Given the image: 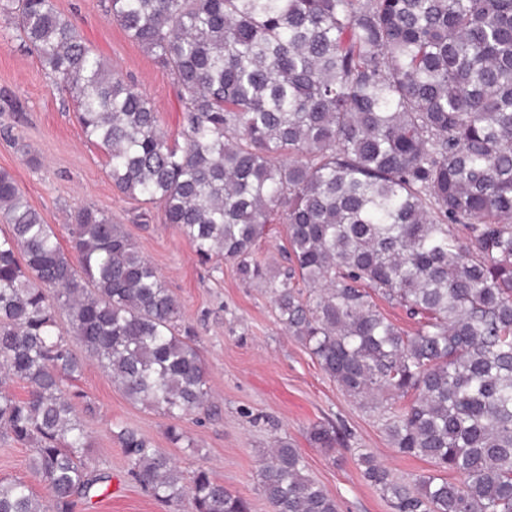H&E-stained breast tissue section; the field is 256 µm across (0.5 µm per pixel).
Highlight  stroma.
Masks as SVG:
<instances>
[{
	"mask_svg": "<svg viewBox=\"0 0 512 512\" xmlns=\"http://www.w3.org/2000/svg\"><path fill=\"white\" fill-rule=\"evenodd\" d=\"M55 4L109 68L138 85L162 130L177 138L181 104L170 72L106 16L104 0ZM75 112L74 102L21 44L14 26L0 19V170L13 175L61 243H68L71 217L83 206L109 212L124 225L180 302L182 323L197 336L218 413L183 419L180 426L191 445L175 447L166 438L167 417L130 402L108 372L85 362L74 385L94 404L84 417L87 456L104 480L74 512H186L149 497L128 478L115 437L123 426L172 455L185 475L208 469L246 498L252 512H271L257 470L276 437L299 448L309 475L335 498L339 512H393L389 500L364 479L359 456L373 455L406 484L430 472L431 464L399 455L386 436L383 412L347 396L288 334L268 283L243 280L235 262L221 257L201 261L179 230L163 222L159 205L117 189L107 174L105 152L85 137ZM316 427L335 431L332 451L311 443Z\"/></svg>",
	"mask_w": 512,
	"mask_h": 512,
	"instance_id": "35a3bbf8",
	"label": "stroma"
}]
</instances>
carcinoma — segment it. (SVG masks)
<instances>
[{"label": "carcinoma", "mask_w": 512, "mask_h": 512, "mask_svg": "<svg viewBox=\"0 0 512 512\" xmlns=\"http://www.w3.org/2000/svg\"><path fill=\"white\" fill-rule=\"evenodd\" d=\"M128 38L171 72L170 141L138 87L109 69L54 0H0V15L76 104L124 194L162 206L203 260L222 255L273 288L280 323L348 396L383 409L397 452L433 472L364 478L395 512H512V0H106ZM0 428L31 451L53 512L104 480L86 462L69 381L85 357L132 402L178 422L209 410L206 369L181 306L112 215L82 207L62 247L0 170ZM464 225L469 244L455 234ZM286 225L287 266L253 260ZM313 288L303 299L300 285ZM417 320L409 335L373 297ZM127 474L192 512H250L200 469L122 427ZM309 439L330 450L336 434ZM258 476L271 512H338L299 449L274 440ZM0 512H44L0 480Z\"/></svg>", "instance_id": "obj_1"}]
</instances>
